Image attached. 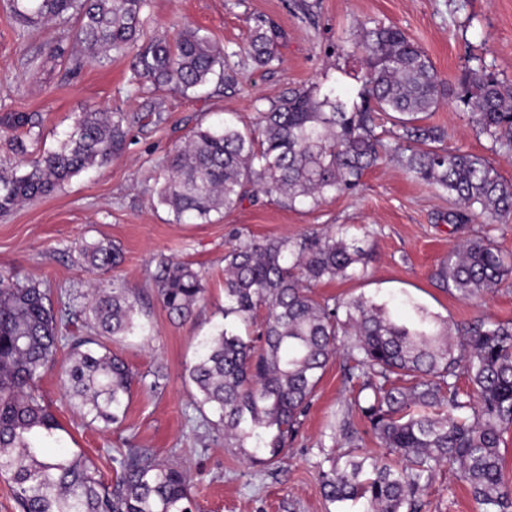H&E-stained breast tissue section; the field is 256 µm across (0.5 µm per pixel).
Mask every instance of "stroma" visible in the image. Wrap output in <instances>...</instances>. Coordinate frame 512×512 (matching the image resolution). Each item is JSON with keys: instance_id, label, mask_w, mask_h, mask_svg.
Masks as SVG:
<instances>
[{"instance_id": "obj_1", "label": "stroma", "mask_w": 512, "mask_h": 512, "mask_svg": "<svg viewBox=\"0 0 512 512\" xmlns=\"http://www.w3.org/2000/svg\"><path fill=\"white\" fill-rule=\"evenodd\" d=\"M145 17L148 39L200 29L223 51L234 82L187 94L158 90L135 76L130 54L72 69L52 49L72 46L76 21L31 31L16 22L9 0H0V171L24 172L30 158L57 148L90 106L131 118L125 149L111 164L83 171L0 216V271L22 284H40L53 299L77 309L92 284L121 278L143 294L150 332L110 348L136 373L160 367L167 375L158 391L134 386L123 423L109 428L83 417L56 379L45 378L42 390L63 426L50 450L83 452L109 481L119 448L130 443L153 449L189 470L198 512H339L319 482L328 458L382 452L353 405L344 355L330 361L286 458L269 466L252 463L245 449L225 439L223 427L202 420L196 389L184 381L197 339L223 321L224 252L233 233L263 239L347 227L349 237L369 250L368 272L318 284L312 290L316 299L410 300L460 326L481 318L512 320V282L462 301L441 281L440 266L455 245L475 236L489 237L512 254V224L451 223L455 206L447 195L412 180L388 159L366 170L355 190L328 194L316 204L256 191L234 209L205 219L175 218L158 200L156 174L195 128L220 119L254 127L260 112L291 91L334 87L356 98L364 67L346 51L365 26L392 23L405 30L446 82L474 70L512 85V0H149ZM258 18L285 33L280 61L268 69L256 68L247 53ZM16 114L33 117L34 127L12 126ZM429 122L447 129V146L485 156L512 179V156L492 151L452 105H441ZM16 137L26 153L13 149ZM103 239L123 250L113 275L86 271L76 261V243ZM162 256L205 275L204 298L187 321L170 319L152 290L150 276ZM344 415L360 436L357 447H349L337 425ZM420 502L421 512H480L468 488L445 467L435 472Z\"/></svg>"}]
</instances>
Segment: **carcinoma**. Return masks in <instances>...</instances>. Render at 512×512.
<instances>
[{"label": "carcinoma", "mask_w": 512, "mask_h": 512, "mask_svg": "<svg viewBox=\"0 0 512 512\" xmlns=\"http://www.w3.org/2000/svg\"><path fill=\"white\" fill-rule=\"evenodd\" d=\"M10 4L28 29L77 19L75 40L100 66L136 46L148 6L147 0ZM282 37L273 23L256 20L249 53L257 66L279 60L275 47ZM352 53L365 65L358 98L334 89L322 95L298 90L261 113L253 130L230 123L197 129L160 173V203L179 219H205L233 209L251 188L292 203L317 202L355 188L364 171L389 157L410 177L447 194L455 223L475 214L511 223L512 180L484 156L441 146L448 131L425 120L451 97L478 133L511 155L512 86L475 73L447 86L427 53L394 25L363 27ZM134 70L183 92L233 81L223 53L193 28L139 49ZM379 114L398 128L390 150L375 134ZM127 124L124 112L90 107L80 113L60 145L29 169L0 172V213L106 165L121 153ZM77 253L90 270L109 271L123 261L120 246L105 240L84 241ZM365 274L366 251L344 232L238 239L224 254V323L199 339L187 367L198 411L216 414L239 447L253 442L251 461H277L327 364L341 351L353 362L348 381L371 391L355 399V407L387 455L327 459L320 472L327 501H363L364 512H419L420 492L446 466L483 512H512L499 452L501 432L512 426V321L477 320L453 331L415 304L400 318L385 301L361 296L329 303L310 294L318 283ZM440 278L453 295L469 300L512 278V255L483 237L470 238L454 247ZM152 283L169 316L181 321L206 292L201 273L164 257ZM141 300L114 279L112 287L94 289L79 315L55 308L39 284L18 285L0 272V476L11 482L20 512H193L190 474L151 448L118 451L111 484L96 478L81 454L46 452L62 430L40 386L48 373L56 374L65 398L83 415L107 427L122 423L137 378L108 343L145 334ZM261 307L267 317L258 334H239L237 325L253 324ZM83 315L93 335H59V326ZM461 369L468 391L457 385Z\"/></svg>", "instance_id": "1"}]
</instances>
